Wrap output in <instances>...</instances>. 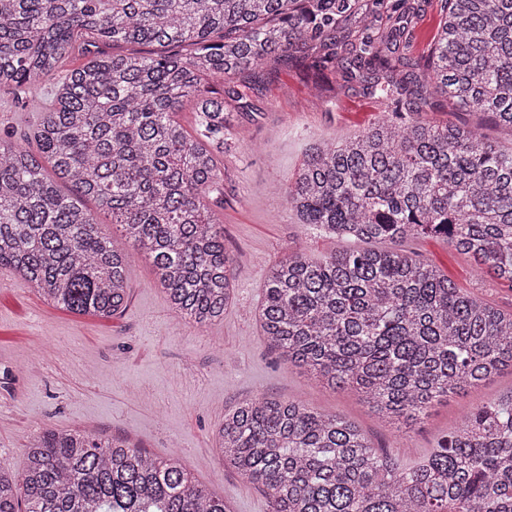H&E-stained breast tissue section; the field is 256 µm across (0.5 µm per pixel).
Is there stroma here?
<instances>
[{
	"mask_svg": "<svg viewBox=\"0 0 512 512\" xmlns=\"http://www.w3.org/2000/svg\"><path fill=\"white\" fill-rule=\"evenodd\" d=\"M409 57L423 63L445 15L440 0H406ZM295 64L267 71L250 92L258 118L239 119L225 151L224 199L214 203L224 245L239 267L222 321L191 327L174 310L148 259L130 253L129 302L111 318L76 315L22 287L0 268V464L21 471L26 444L41 428H81L129 438L158 458L178 454L193 479L223 496L231 512H270L268 496L225 466L214 435L226 409L256 396L293 398L357 421L377 448L409 462L435 448L473 406L512 391L503 374L438 403L414 430L379 419L353 390H326L288 365L258 321L268 267L301 252L314 258L360 249L298 224L284 187L309 144L356 136L391 118L390 105L361 84L333 81L322 96ZM19 93L0 88V139L30 143V113ZM465 293L512 312V286L441 238L406 242Z\"/></svg>",
	"mask_w": 512,
	"mask_h": 512,
	"instance_id": "35a3bbf8",
	"label": "stroma"
}]
</instances>
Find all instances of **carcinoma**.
Instances as JSON below:
<instances>
[{
	"label": "carcinoma",
	"mask_w": 512,
	"mask_h": 512,
	"mask_svg": "<svg viewBox=\"0 0 512 512\" xmlns=\"http://www.w3.org/2000/svg\"><path fill=\"white\" fill-rule=\"evenodd\" d=\"M405 2L0 0V68L9 72L0 87L31 95L23 106L38 113L36 149L0 139V268L74 314L108 318L126 307L128 254L61 191L68 184L149 256L188 324L221 321L238 268L210 201L224 200L218 156L251 108L226 80L312 56L315 69L361 81L396 114L442 97L454 112L512 128V0H442L448 21L415 90L394 75L406 61L396 55ZM100 43L166 52L64 68L71 50ZM186 100L193 134L173 118ZM285 195L300 224L395 247L296 252L270 267L259 321L284 361L408 427L512 370V313L401 247L442 237L478 273L512 285V152L465 123L387 119L310 144ZM217 448L268 495L271 512H512V391L471 408L410 466L340 413L265 396L224 411ZM0 512L230 510L176 456L46 428L20 473L0 465Z\"/></svg>",
	"instance_id": "obj_1"
}]
</instances>
